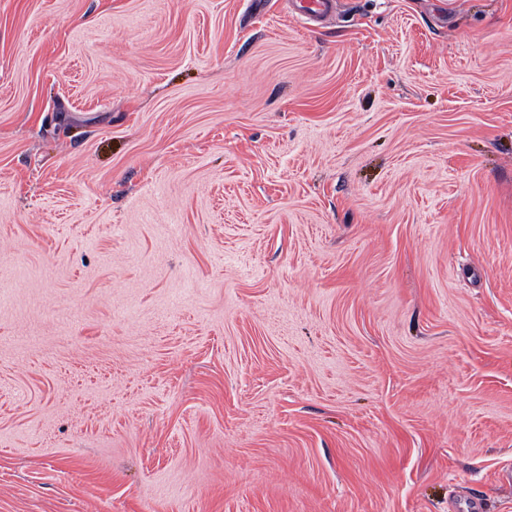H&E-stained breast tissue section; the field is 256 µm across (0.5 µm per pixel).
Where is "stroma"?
Here are the masks:
<instances>
[{"label":"stroma","mask_w":512,"mask_h":512,"mask_svg":"<svg viewBox=\"0 0 512 512\" xmlns=\"http://www.w3.org/2000/svg\"><path fill=\"white\" fill-rule=\"evenodd\" d=\"M0 0V512H512V0Z\"/></svg>","instance_id":"stroma-1"}]
</instances>
